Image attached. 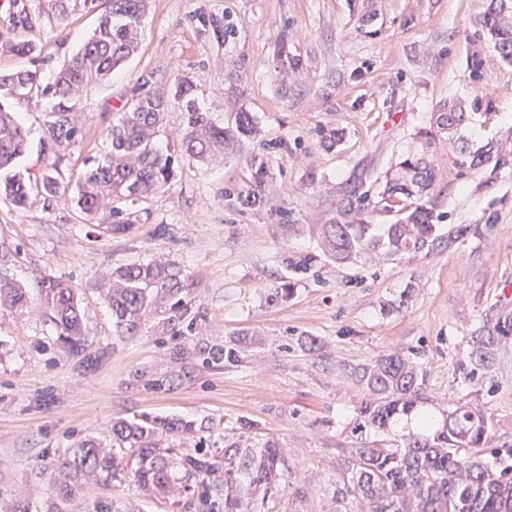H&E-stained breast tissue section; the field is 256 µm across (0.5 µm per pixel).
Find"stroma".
I'll return each mask as SVG.
<instances>
[{"mask_svg":"<svg viewBox=\"0 0 512 512\" xmlns=\"http://www.w3.org/2000/svg\"><path fill=\"white\" fill-rule=\"evenodd\" d=\"M55 0H30L38 17L26 37L40 53L0 57V69H27L37 80L25 97L0 88V106L17 112L29 146L18 170L38 179L59 163L75 188L86 157L103 155L107 134L132 89L143 80L171 88L197 85L198 105L217 121L252 112L260 133L241 154L210 165L175 164L170 183L131 205L133 233L116 236L75 209L18 210L0 200V245L11 253L19 282L38 273L78 291L86 317L82 351L58 341L54 327L28 310L0 311V512L30 499L31 512H173L132 483H85L56 501L48 464L92 439L110 444L113 418L152 414L205 423L200 437L220 448L240 417L260 438L278 441L294 466L272 512H334L331 492L342 482L344 450L366 442L393 448L401 427L356 438L351 427L366 394L351 368L393 349L419 348L427 392L441 407L476 400L492 442L512 443V344L489 373L462 381L457 364L473 332L512 315L496 301L498 284L512 282V64L491 47L480 19L488 0H149L138 53L108 81L87 86L74 108L82 135L53 152L43 145L52 100L42 90L97 28L108 0H68L58 19ZM234 33L216 44L209 22ZM300 55L306 82L283 97L274 56L280 39ZM237 75L228 93L227 74ZM465 112L454 131L438 129L439 112ZM343 133L336 146L325 130ZM496 143V158L480 169L465 153ZM425 155L436 169L422 201L434 211L438 234L476 225L480 234L442 252L340 262L321 250L325 225L394 224L403 216L385 200L387 172ZM265 158L270 204L242 213L224 205V187L247 181L251 156ZM362 177L363 211L351 210L345 186ZM312 255L307 274L288 259ZM159 259L194 282L188 295L203 319L198 341L247 330L260 345L241 365L194 368L177 388L154 392L141 375L175 371L156 318L139 335L119 336L101 292L118 266ZM291 295L271 304L282 283ZM411 291L407 307L391 301ZM313 336L321 348L282 351L286 338Z\"/></svg>","mask_w":512,"mask_h":512,"instance_id":"obj_1","label":"stroma"}]
</instances>
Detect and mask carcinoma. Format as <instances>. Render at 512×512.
I'll use <instances>...</instances> for the list:
<instances>
[{"instance_id":"1","label":"carcinoma","mask_w":512,"mask_h":512,"mask_svg":"<svg viewBox=\"0 0 512 512\" xmlns=\"http://www.w3.org/2000/svg\"><path fill=\"white\" fill-rule=\"evenodd\" d=\"M12 29L0 31V48L19 57H30L37 47L23 33L35 25L29 0H11ZM146 0H110L98 28L43 92L55 99L45 130L50 147L63 148L80 133L69 102L91 83L106 80L134 55L140 44V24ZM500 56L512 62V0H491L482 19ZM277 68L285 74L300 71V58L288 52L283 39L276 52ZM36 74L24 69L0 73V87L22 93L32 88ZM177 104L185 112L183 128L175 137L180 155L207 162L226 151L240 152L256 133L252 113L239 110L222 124L201 110L190 81L179 83L173 93L151 87L145 80L136 86L123 106L118 121L108 133L110 149L85 169L77 188L76 205L82 213L98 219L112 234L132 232L129 214L114 206L118 199L136 201L161 191L173 176L177 156L165 154L155 137L165 112ZM465 121V113L451 106L436 118L442 130H453ZM28 148V133L14 113L0 107V195L18 209L28 206L37 193L50 208L66 197V190L53 170L31 184L15 171ZM497 152L488 143L470 155V166L488 164ZM251 184L224 189L225 206L236 211L262 202L261 189L268 177L262 160L250 159ZM436 179L435 168L424 156L399 163L386 180L383 195L401 202L420 196ZM477 235L476 225L460 226L444 238L435 234L432 212L416 205L396 224H327L326 253L339 260L353 255L429 254L468 234ZM31 287L37 295V312L48 318L57 336L71 350L85 341L84 315L72 285L46 276H35ZM191 283L182 269L170 264L130 263L116 269L107 288L112 321L119 336H136L145 321L158 314L157 304L166 301L163 333L174 340L172 359L190 358L203 368H229L247 359L257 344L254 334L242 332L224 341L185 344L198 329L200 315L190 311L185 296ZM30 303L25 286L0 270V305L23 309ZM512 339V318L499 316L472 338V350L460 364L464 378L485 373L501 345ZM420 351H393L372 365L355 369L367 398L352 427L357 435L367 431H389L396 422L413 414L420 428L403 435L399 448L349 449L341 459L346 475L333 491L336 512H348L349 502L363 505L362 512H512V445L489 447L490 426L484 412L466 401L442 414L433 425L432 399L426 393V371ZM190 371L150 377L143 386L167 391L180 385ZM193 435L195 423L182 419H159L148 414L112 421V447L88 440L71 448L52 465L55 489L61 499L76 487L102 477L114 481L130 478L152 496H173L183 512H269V504L288 482L290 465L284 449L266 440L224 436V448L198 446L163 447L168 434Z\"/></svg>"}]
</instances>
